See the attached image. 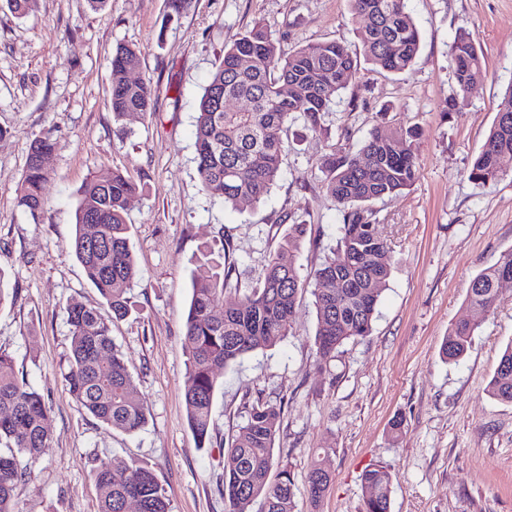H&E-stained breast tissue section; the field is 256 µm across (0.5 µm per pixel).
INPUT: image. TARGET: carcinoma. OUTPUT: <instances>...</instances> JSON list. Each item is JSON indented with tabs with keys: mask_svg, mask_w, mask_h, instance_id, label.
<instances>
[{
	"mask_svg": "<svg viewBox=\"0 0 512 512\" xmlns=\"http://www.w3.org/2000/svg\"><path fill=\"white\" fill-rule=\"evenodd\" d=\"M193 0H165L166 18L182 17ZM365 21L360 35L364 60L399 75L414 63L420 50L419 31L406 10V0H349ZM357 58L336 41L307 44L283 55L280 44L256 24L224 48L223 60L212 73L199 102L196 120L197 170L202 189L238 210L259 202L275 184L282 161L283 136L296 118L308 130L325 131L324 118L352 76ZM450 64L459 92L467 97L484 83L481 48L468 33L452 46ZM112 119L125 122L134 115L152 114L151 88L129 82L125 73L140 65V52L121 45L112 54ZM239 99L246 106L226 111L215 94ZM509 105L497 112L484 144L473 161L469 179L486 184L504 175L501 155H512V85L505 91ZM419 131L401 124L373 128L355 152L331 150L318 164L319 178L340 208L336 247L313 273L302 277L284 262L285 254L301 249L306 227L291 224L276 248L269 251L257 283L244 287L230 239L222 251L201 248L192 272L191 300L182 336L187 357L184 401L186 420L199 447L210 442L211 411L219 386L218 371L245 355L274 345L288 335L298 295L308 289L314 297L317 354L327 364L348 341L372 331L379 298L390 277L389 244L373 220L371 204L397 195L417 178L416 140ZM54 150L48 135L35 138L26 160L16 204L37 216L44 210L43 186L47 160ZM144 183L118 169L91 176L80 191L75 235L69 250L81 263L106 308L74 301L68 305L70 342L64 379L77 406L98 421L128 434L147 422V408L134 389V380L112 340V322L131 314L130 291L138 278L137 257L129 237V201ZM512 279V250L477 275L467 301L470 318L452 325L441 354L450 362L467 352L472 336L493 310L499 285ZM227 291L240 295L238 304L222 312L215 301ZM488 392L512 403V344L503 352ZM49 407L44 398L15 371L10 354L0 351V512H15L14 491L31 478L32 466L50 449ZM280 409L268 403L252 406L224 451V500L228 512H249L263 500V512H297L294 480L283 468L268 480L274 463V443ZM98 512H123L136 500L140 512H170L165 490L144 466L114 468L105 460L94 468ZM363 512H390L392 476L383 466L363 471ZM332 476L315 460L307 475L310 512L329 492Z\"/></svg>",
	"mask_w": 512,
	"mask_h": 512,
	"instance_id": "cac0c4a2",
	"label": "carcinoma"
}]
</instances>
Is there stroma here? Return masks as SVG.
Instances as JSON below:
<instances>
[{"mask_svg": "<svg viewBox=\"0 0 512 512\" xmlns=\"http://www.w3.org/2000/svg\"><path fill=\"white\" fill-rule=\"evenodd\" d=\"M421 47L414 65L387 75L358 64L318 135L295 120L284 139L280 175L260 203L235 211L204 193L195 161V123L204 87L225 45L262 22L283 52L336 41L358 46L364 26L348 0H194L164 23V0H36L28 15L0 0V349L51 408V448L16 488V512H98L96 460L151 469L170 512H227L224 445L252 405L281 408L275 468L290 469L298 512H308L306 476L320 449L332 475L320 512H361L362 472L393 477L391 512H512V403L489 396L512 343V283L456 363L442 359L450 327L470 314L471 280L512 249V162L496 183L468 170L512 85V0H407ZM470 33L487 77L458 94L450 68L456 36ZM141 54L137 79L150 83L152 116L113 122L112 52ZM418 128V177L375 201L374 220L391 242V274L369 336L320 363L316 311L303 293L292 329L274 346L220 374L212 438L198 447L186 421V356L181 345L190 272L201 244L231 238L242 284L255 283L264 257L289 224L306 225L293 261L302 275L335 244L341 213L316 176L331 145L357 148L378 125ZM55 142L38 216L17 207L31 142ZM120 169L144 181L127 222L139 278L134 309L114 322L148 421L129 435L79 410L63 377L67 306H101L68 245L79 191L94 172ZM399 435H391L394 419Z\"/></svg>", "mask_w": 512, "mask_h": 512, "instance_id": "stroma-1", "label": "stroma"}]
</instances>
